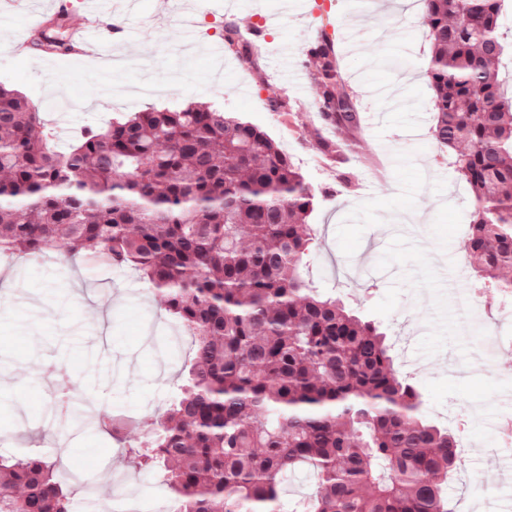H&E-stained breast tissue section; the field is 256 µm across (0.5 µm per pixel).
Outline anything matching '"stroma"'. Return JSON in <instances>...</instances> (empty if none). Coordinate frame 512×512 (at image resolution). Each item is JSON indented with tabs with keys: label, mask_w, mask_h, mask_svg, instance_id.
<instances>
[{
	"label": "stroma",
	"mask_w": 512,
	"mask_h": 512,
	"mask_svg": "<svg viewBox=\"0 0 512 512\" xmlns=\"http://www.w3.org/2000/svg\"><path fill=\"white\" fill-rule=\"evenodd\" d=\"M48 0H0V84L20 91L45 113L59 151L88 127L124 112L177 109L201 100L264 130L301 168L320 198L312 222L318 240L307 262L320 287L375 321L391 339L401 375L421 393V411L448 427L464 421L472 469L493 493L468 496L462 474L448 480L450 512H512V313L493 289H477L462 236L470 194L433 138L432 94L425 74L429 47L420 7L397 0L389 11L372 0H202L183 24L176 0H98L109 23L132 30L109 44L99 62L78 56L50 63L14 51L33 8ZM165 21L145 25L146 17ZM335 25L349 85L360 108L381 120L351 151L321 162L313 89L301 49L322 15ZM253 29L266 50L258 69L235 57L216 63L200 44L224 37L226 22ZM407 83L395 109L369 97L377 84ZM291 111H268L270 93ZM350 182L340 186V173ZM475 294L481 317L459 330L457 300ZM150 284L131 270L82 264L49 254L26 265L0 262V454H51L74 484L75 512H171L174 495L161 472L128 467L118 443L98 424L101 413L124 417L145 437L177 387L185 339ZM496 333L494 353L481 331ZM66 371L68 392L57 385ZM68 396L81 422L57 428L49 402Z\"/></svg>",
	"instance_id": "1"
}]
</instances>
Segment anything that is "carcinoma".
<instances>
[{"label": "carcinoma", "mask_w": 512, "mask_h": 512, "mask_svg": "<svg viewBox=\"0 0 512 512\" xmlns=\"http://www.w3.org/2000/svg\"><path fill=\"white\" fill-rule=\"evenodd\" d=\"M505 0H424L432 135L468 184L465 254L512 291V92L499 83ZM333 22L302 49L313 111L358 128ZM225 51L257 65L232 22ZM345 139L318 150L337 156ZM316 194L260 128L189 102L131 112L56 149L42 109L0 84V248L131 266L192 340L183 384L130 464L165 470L176 512H275L285 472L317 478L303 512H448L459 448L420 413L386 335L316 288ZM0 512H73L49 455L0 456Z\"/></svg>", "instance_id": "1"}]
</instances>
